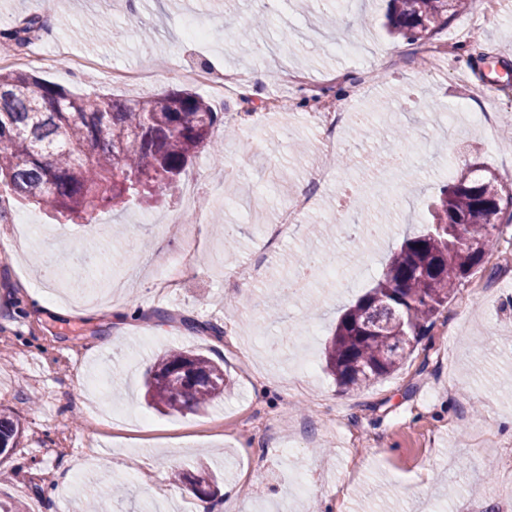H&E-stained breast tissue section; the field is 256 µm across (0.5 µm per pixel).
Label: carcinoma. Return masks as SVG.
I'll list each match as a JSON object with an SVG mask.
<instances>
[{
  "mask_svg": "<svg viewBox=\"0 0 512 512\" xmlns=\"http://www.w3.org/2000/svg\"><path fill=\"white\" fill-rule=\"evenodd\" d=\"M386 27L409 41L448 25L462 0H388ZM49 31L41 13L0 30L14 51ZM223 119L188 90L154 98L76 95L21 71L0 69V213L20 195L70 221L132 198L172 197L192 158L211 150ZM432 222L404 240L379 279L340 317L325 347V368L345 388L397 371L426 335L455 288L490 254L496 231L512 223V187L474 162L442 186ZM146 395L158 411L193 410L221 399L220 363L180 348L148 371ZM19 421L0 412V456L17 447Z\"/></svg>",
  "mask_w": 512,
  "mask_h": 512,
  "instance_id": "obj_1",
  "label": "carcinoma"
}]
</instances>
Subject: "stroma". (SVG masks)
<instances>
[{"label": "stroma", "instance_id": "stroma-1", "mask_svg": "<svg viewBox=\"0 0 512 512\" xmlns=\"http://www.w3.org/2000/svg\"><path fill=\"white\" fill-rule=\"evenodd\" d=\"M387 0H65L53 13L51 47L95 59L83 78L62 67L24 65L37 78L76 94L156 97L192 88L230 116L234 138L213 130L224 162L201 152L163 208L138 201L97 211L92 226L60 224L46 211L15 203L32 224L24 255L0 260V410L23 433L0 465V503L21 512H74L76 501L110 485L128 486L108 512H195L196 494L172 481L174 470L205 469L213 512H512V269L484 263L448 300L428 336L401 368L366 388L346 389L324 370L323 348L338 317L379 276L404 237L420 233L447 171L479 162L512 181V0L484 13L458 12L431 38L396 39L384 27ZM110 14L114 35L85 38L89 21ZM260 13L262 39L281 52L261 56L238 32ZM333 17L332 26L316 21ZM208 30L187 34L190 24ZM290 29L288 41L279 32ZM440 48L431 57V48ZM168 61L154 68L156 58ZM251 69L250 81L218 98L189 86L186 64ZM155 70L136 88L114 84L113 67ZM343 112L352 150L331 164L317 145L318 100ZM392 127L356 139L352 130L383 104ZM412 133L406 168L376 169L371 157L392 145L393 126ZM407 187L399 212H387L382 183ZM310 193L305 223L279 251L261 252L260 228ZM365 211H358L359 202ZM382 224L375 240L323 236L337 210ZM187 213L200 227V255L184 282L158 292L141 281L113 294L130 269L126 252L162 265L179 240L161 223ZM315 250L337 263L335 277L288 295L276 282L289 251ZM265 255L260 279L241 275ZM82 278H71V270ZM59 295L38 303L36 282ZM219 327L221 336L187 329L182 318ZM186 347L223 358L233 390L196 411L148 407L143 375L157 355ZM112 409L114 438L99 464L81 466L93 435V409Z\"/></svg>", "mask_w": 512, "mask_h": 512}]
</instances>
